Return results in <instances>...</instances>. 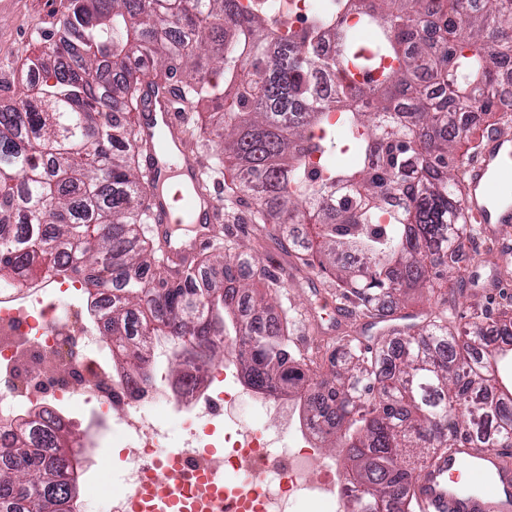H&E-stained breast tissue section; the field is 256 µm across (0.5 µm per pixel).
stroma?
I'll list each match as a JSON object with an SVG mask.
<instances>
[{"mask_svg": "<svg viewBox=\"0 0 512 512\" xmlns=\"http://www.w3.org/2000/svg\"><path fill=\"white\" fill-rule=\"evenodd\" d=\"M67 0H12L0 11V62H10L22 70L25 58L39 54L35 33L55 32ZM224 246L244 247L259 263L247 282L254 296L265 295L275 285L277 301L291 320L290 346L315 366L327 369V357L339 343L358 338L369 329L372 319L351 300L342 298L333 279L313 267L300 264L286 241L256 224L250 208L238 206L226 216L217 237L206 246L213 253ZM512 268V230H478L469 237L459 254L455 277L432 298L411 296L406 311L418 320L428 321L436 314L446 315L460 329L483 318H496L512 305V279L502 286L489 281L500 266ZM124 442L120 432L108 433L95 448L89 449L91 475L103 492L118 494L124 475Z\"/></svg>", "mask_w": 512, "mask_h": 512, "instance_id": "35a3bbf8", "label": "stroma"}]
</instances>
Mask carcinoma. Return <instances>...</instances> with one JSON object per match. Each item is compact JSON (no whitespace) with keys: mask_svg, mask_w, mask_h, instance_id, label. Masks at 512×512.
Here are the masks:
<instances>
[{"mask_svg":"<svg viewBox=\"0 0 512 512\" xmlns=\"http://www.w3.org/2000/svg\"><path fill=\"white\" fill-rule=\"evenodd\" d=\"M298 30L259 0H69L56 33L39 35L37 84L0 107V286L75 279L120 357L112 374L148 378L153 340L172 353L224 360L243 338L241 371L257 389L295 396L327 448L348 457L356 512H417L409 489L462 443L512 447V388L494 364L512 354V311L464 331L437 318L373 347L350 341L315 371L288 344L287 317L234 280L254 256L229 248L169 278L144 225L154 185L142 170L133 114L152 81L173 82L191 114L189 143L214 136L200 188L231 166L226 205L247 203L309 264L319 255L343 296L382 322L412 292L435 295L474 232L464 213L472 114L500 111L512 65V0H335ZM373 32L359 40L349 20ZM215 102L207 125L200 106ZM326 156L323 166L307 157ZM308 226L298 240L295 225ZM71 435L43 410L0 444V512H72L80 477Z\"/></svg>","mask_w":512,"mask_h":512,"instance_id":"1","label":"carcinoma"}]
</instances>
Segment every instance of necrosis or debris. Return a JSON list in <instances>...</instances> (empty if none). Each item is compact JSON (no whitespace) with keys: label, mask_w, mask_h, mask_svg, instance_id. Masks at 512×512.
<instances>
[{"label":"necrosis or debris","mask_w":512,"mask_h":512,"mask_svg":"<svg viewBox=\"0 0 512 512\" xmlns=\"http://www.w3.org/2000/svg\"><path fill=\"white\" fill-rule=\"evenodd\" d=\"M69 288L60 282L52 290L39 285L0 291V375L16 380L0 394V442L9 441L44 408L85 406L88 420H111L113 429L126 436L125 494L105 498L96 482H89L74 512H89L98 499L103 512H126L128 496L147 483L155 465L167 462L166 441L146 416L152 409L180 422V486L185 501L195 507L203 505L198 487L209 463L234 470V512H293L299 499L312 512L326 504L343 512L348 489L335 456L317 460L296 405L245 384L236 356L220 365L190 368L180 381H116L111 393L99 390L93 379L103 369L101 324L62 305ZM221 376L232 385L218 392L212 383ZM246 401L262 406L282 433L295 435L294 448L272 453L266 429L242 425L237 408Z\"/></svg>","instance_id":"4bbe7bcc"}]
</instances>
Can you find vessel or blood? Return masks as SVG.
<instances>
[{"mask_svg": "<svg viewBox=\"0 0 512 512\" xmlns=\"http://www.w3.org/2000/svg\"><path fill=\"white\" fill-rule=\"evenodd\" d=\"M175 84L152 86L146 90L144 109L137 128L142 145V161L147 173L158 183L185 175L191 187L200 181L202 163L182 148V122L176 108ZM466 212L476 222L501 227L512 225V193L500 196L501 188L512 190V133L491 132L480 152L468 162ZM223 221L219 197L198 205L191 193L182 195L179 209L157 199L153 212V232L166 241L165 254L172 275H186L189 258L210 243ZM179 471L164 465L151 481L144 496L129 499V512H141L143 500L156 499L167 506L179 501ZM420 512H512V464L501 448L482 452L461 447L448 452L427 467L414 485Z\"/></svg>", "mask_w": 512, "mask_h": 512, "instance_id": "obj_1", "label": "vessel or blood"}]
</instances>
